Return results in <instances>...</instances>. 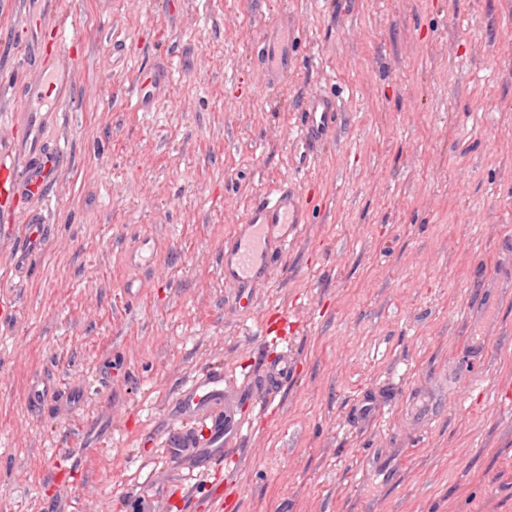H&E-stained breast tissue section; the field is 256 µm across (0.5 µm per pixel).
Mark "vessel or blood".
<instances>
[{
  "label": "vessel or blood",
  "mask_w": 512,
  "mask_h": 512,
  "mask_svg": "<svg viewBox=\"0 0 512 512\" xmlns=\"http://www.w3.org/2000/svg\"><path fill=\"white\" fill-rule=\"evenodd\" d=\"M35 10L29 11L23 46L24 76L16 88L20 106L13 135L7 148H0V195L28 200L32 209L22 216L24 241L39 246L47 235L46 217L35 208V200L45 197L56 175L66 166V152L51 144L48 131L58 120L56 111L47 104L46 88L57 92L58 100L70 99L74 92L75 65L62 46L48 47L46 31L63 35L67 28L62 0H34ZM170 86V71L163 66L148 69L136 88V104L148 108L163 96ZM338 108L334 98L316 94L310 97L293 138L296 142L295 167L306 171L318 158L320 146L336 129ZM308 221L307 209L294 187H286L271 198L254 204L245 221L236 225L224 239V281L234 287L235 308L252 305L253 288L265 284L271 277L274 259L282 255L299 236ZM159 243L142 235L129 247L127 267L132 276L150 272L157 267ZM291 356L281 351L265 360L259 377L253 384L232 389L226 386L221 372L200 375L184 387L177 400L178 417L186 419L209 412L220 404L223 414H211L208 445L221 453L233 441L240 427L239 410L258 396H271L287 381Z\"/></svg>",
  "instance_id": "1"
}]
</instances>
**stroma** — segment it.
Instances as JSON below:
<instances>
[{
    "label": "stroma",
    "mask_w": 512,
    "mask_h": 512,
    "mask_svg": "<svg viewBox=\"0 0 512 512\" xmlns=\"http://www.w3.org/2000/svg\"><path fill=\"white\" fill-rule=\"evenodd\" d=\"M76 89L52 141L69 167L33 254L0 230V512H512V0H64ZM23 0H0V139L23 75ZM288 25L294 61L257 50ZM172 66L168 97L134 86ZM334 140L295 175L309 95ZM308 222L234 307L224 239L287 182ZM161 245L128 286L125 252ZM27 265L24 286L10 285ZM489 339L481 367L460 354ZM292 354L243 412L239 454L169 448L193 378L231 385ZM447 378L438 408L411 406ZM64 405L33 409V380ZM84 394L71 400L74 383ZM370 402L367 418L355 410Z\"/></svg>",
    "instance_id": "obj_1"
}]
</instances>
